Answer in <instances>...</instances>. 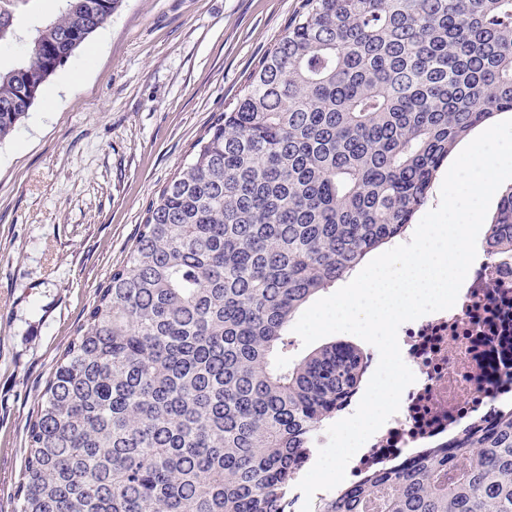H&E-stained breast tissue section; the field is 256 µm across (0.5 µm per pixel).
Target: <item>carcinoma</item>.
Here are the masks:
<instances>
[{
    "mask_svg": "<svg viewBox=\"0 0 512 512\" xmlns=\"http://www.w3.org/2000/svg\"><path fill=\"white\" fill-rule=\"evenodd\" d=\"M29 0H0V44ZM0 69V141L123 0H61ZM512 111V0H300L147 208L28 425L17 512H288L364 353L301 308L400 238L451 148ZM512 246V187L486 237ZM323 512H512V409ZM335 289H336V287L335 288H329L326 291L320 292L314 299H312L308 304H306L300 310V312L298 313V315L295 318L291 328L289 329V333H288L289 334L288 335V341L290 342V345L288 346V358L290 360L299 358L301 356H304L308 352L313 350L314 348H317V347L321 346L322 344H324V343H326V342H328V341H330L332 339H336V340H350V341L356 343L357 345H359L363 349L364 352L370 350V352H372L374 354V356H375V353L371 350V349H373L379 355L378 350L373 345H371L369 343H362L361 341L355 340V339H353V338H351L349 336H331V335H328V336H325V337L315 341L314 343L310 344L309 346L305 347L303 345V342H302L301 338L293 331V328H294L296 322L298 321V319L300 318L301 314L309 306H311L316 300L332 294L335 291Z\"/></svg>",
    "mask_w": 512,
    "mask_h": 512,
    "instance_id": "1",
    "label": "carcinoma"
}]
</instances>
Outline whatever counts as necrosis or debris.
I'll return each mask as SVG.
<instances>
[{"label": "necrosis or debris", "mask_w": 512, "mask_h": 512, "mask_svg": "<svg viewBox=\"0 0 512 512\" xmlns=\"http://www.w3.org/2000/svg\"><path fill=\"white\" fill-rule=\"evenodd\" d=\"M398 342L416 380L400 415L348 466L349 482L423 458L436 436L472 419L490 422L512 399V250L481 255L455 305L401 327Z\"/></svg>", "instance_id": "necrosis-or-debris-1"}]
</instances>
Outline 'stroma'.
Segmentation results:
<instances>
[{
	"label": "stroma",
	"instance_id": "35a3bbf8",
	"mask_svg": "<svg viewBox=\"0 0 512 512\" xmlns=\"http://www.w3.org/2000/svg\"><path fill=\"white\" fill-rule=\"evenodd\" d=\"M299 0H123L0 141V512H16L27 428L148 202L177 172ZM60 0H29L7 69Z\"/></svg>",
	"mask_w": 512,
	"mask_h": 512
}]
</instances>
